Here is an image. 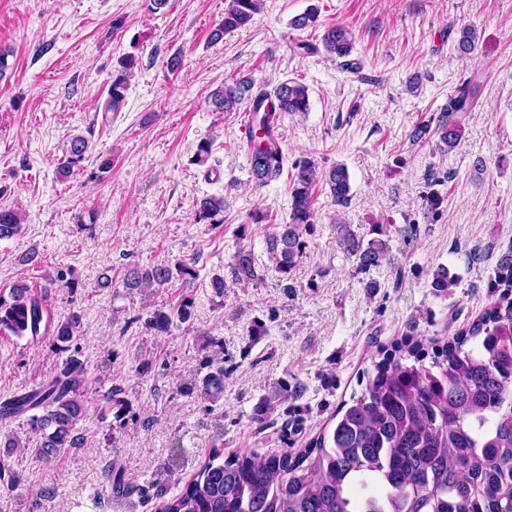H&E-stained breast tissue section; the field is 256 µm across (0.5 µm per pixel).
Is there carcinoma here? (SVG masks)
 Instances as JSON below:
<instances>
[{
	"label": "carcinoma",
	"mask_w": 512,
	"mask_h": 512,
	"mask_svg": "<svg viewBox=\"0 0 512 512\" xmlns=\"http://www.w3.org/2000/svg\"><path fill=\"white\" fill-rule=\"evenodd\" d=\"M263 0H228L224 18L211 38L248 26ZM319 8L311 6L292 18L296 30L315 29ZM476 31L459 29L457 50H476ZM321 45L300 41L294 52L323 50L341 60L349 72L357 70L352 59L355 36L344 25L325 28ZM135 58L127 55L112 73V88L105 110L117 112L125 100ZM249 77L217 86L209 103L217 112H236L247 104L250 174L258 186L279 178L287 157L270 117L274 114L304 116L309 110L308 87L289 79L272 89L254 90ZM480 84L465 81L435 119V126L419 125L416 141L428 132L439 148L458 147L464 127L461 112L475 108ZM88 143L71 139L59 167L65 178L81 169ZM289 180L290 220L279 226L267 242L277 272L286 275L304 257L307 239L315 232L312 191L318 184L328 189L332 202L345 206L351 197L348 168L342 163L321 167L309 158L292 163ZM224 199L205 197L196 203L197 221L219 224ZM336 244L367 272L387 258L386 228L374 225L376 237L366 241L350 225H332ZM21 231V218L11 209H0V240ZM237 279L255 278L254 254L238 249L234 256ZM172 278L167 266L130 268L124 287L143 294ZM456 284L448 268L432 274L431 288L448 294ZM487 287L496 300L470 325L441 345L427 351L422 341L407 334L390 349L379 351V360L366 371L364 388L336 412V424L296 452L265 459L231 455L214 450L200 470L161 512H512V248L502 253ZM47 288L34 289L24 280L0 294V331L18 338L50 336L59 343L73 340L80 317L53 322L46 304ZM190 303L178 308H157L146 325L155 334H168L190 319ZM87 372L72 357L46 383L0 403V419L8 420L40 409L32 417L41 431L34 448L45 464L66 448L78 445L77 425L86 413ZM224 388V369L203 382L210 397Z\"/></svg>",
	"instance_id": "cac0c4a2"
}]
</instances>
